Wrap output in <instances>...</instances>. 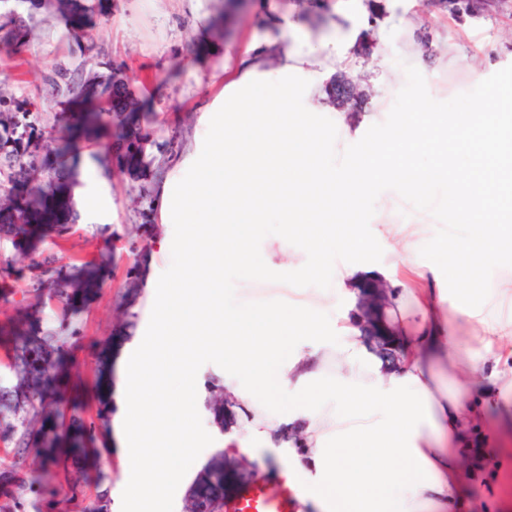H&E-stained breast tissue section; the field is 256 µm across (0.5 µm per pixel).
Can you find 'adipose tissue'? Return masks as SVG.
I'll list each match as a JSON object with an SVG mask.
<instances>
[{
  "label": "adipose tissue",
  "instance_id": "adipose-tissue-1",
  "mask_svg": "<svg viewBox=\"0 0 512 512\" xmlns=\"http://www.w3.org/2000/svg\"><path fill=\"white\" fill-rule=\"evenodd\" d=\"M356 45L329 38L299 50L280 39L252 44L237 80L223 85L202 134L197 177L158 189L174 242L172 275L151 272L150 314L124 343L114 397L119 404L125 479L121 512H167L165 490L177 486L210 441L193 397L204 358L221 360V385L244 432L227 444L251 455L275 449L278 475L300 501L319 512H453L461 458L451 445L484 414L469 403L476 374L485 372L502 395L512 394V371L489 362L512 360L506 322L481 309L464 310L475 341L462 343L448 319L454 303L420 269L398 282L388 319L398 325L403 370L369 352L358 325L332 335L337 291L373 280L375 269L354 213L374 179L394 170L403 192L427 198L434 182L451 178L454 211L471 232L453 245L454 267L469 285L512 249V193L497 177V152L512 127V86L494 87L490 104L448 118L410 115L390 147L356 160L337 180L326 144L337 132L319 125L328 96L317 72L349 66ZM277 94L267 99L268 76ZM306 108L297 111L296 99ZM433 151L435 162L415 168L411 154ZM271 232L275 249L254 259L253 229ZM306 251L305 276H320L335 243L357 255L338 288L288 286L281 256L289 241ZM235 266L262 282L272 300L236 303L224 296V272ZM420 315L404 323L407 307ZM459 369L454 385L437 366Z\"/></svg>",
  "mask_w": 512,
  "mask_h": 512
}]
</instances>
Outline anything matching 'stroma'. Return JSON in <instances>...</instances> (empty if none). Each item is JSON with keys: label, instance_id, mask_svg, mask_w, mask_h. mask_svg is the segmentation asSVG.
<instances>
[{"label": "stroma", "instance_id": "35a3bbf8", "mask_svg": "<svg viewBox=\"0 0 512 512\" xmlns=\"http://www.w3.org/2000/svg\"><path fill=\"white\" fill-rule=\"evenodd\" d=\"M293 0H253L249 13H229L224 0H79L84 18L82 36H73L71 21L60 14L55 0H0V39L7 38L8 21L20 22L24 33L0 50V95L17 106L38 105L41 136L34 150L55 148L56 137L72 126L69 104L78 102L77 88L85 81L111 93L114 78H121L129 101L148 113L152 143L146 164L131 173L115 161L112 142L124 124L122 113H113L111 124L99 139L81 141L76 162L92 170L78 185L103 210L105 223H90L78 214L73 229L61 245L45 241L40 250L56 255L58 275L71 273L75 256L112 257L111 275L77 303L67 326H60L53 306H46L39 331L56 332L68 375L57 397L68 412L91 422L96 411V381L102 352L111 348L114 332H131L147 312L145 295L129 299L126 274L135 257L128 244L146 235L163 238L154 193L156 179L190 181L195 175V138L203 130L207 113L203 105L215 88L200 85L203 74L223 70L232 79L237 61L256 40L288 34V8ZM337 0L320 8L301 9V44L315 43L336 33L344 36L349 24L335 22ZM383 27L381 48L358 58L349 71L369 85L372 96L370 122L350 140L331 150L337 177H344L352 162L368 145L386 146L401 116L423 110L468 112L488 102L489 87L512 82V0L499 11L480 16H454L426 10L422 0H379ZM424 23L435 44H453L456 60L439 56L425 59L413 47L417 23ZM177 137L174 153L159 149L161 142ZM448 195L447 183H437L432 200L404 196L394 175L375 180L368 198L357 208L355 222L368 246L367 258L382 279H389L397 260V246L381 232L385 224H409L421 217L429 236L415 255L421 267L440 272V285L456 295L465 283L443 262L440 246L467 234L464 225L451 223L439 202ZM0 258L10 269L0 273V331L24 328L32 298L29 252L15 249L10 237L0 234ZM485 409V421L467 430L458 449L462 453V497L459 512H473L474 505L487 512H512V424L503 423L504 401L496 386L478 383L472 393ZM99 441L107 445L102 472H74L70 459L59 457L47 466L40 481H32L30 467L38 446L16 456L13 441L0 433V512H88L99 491L117 501L124 466L115 428L97 427Z\"/></svg>", "mask_w": 512, "mask_h": 512}]
</instances>
